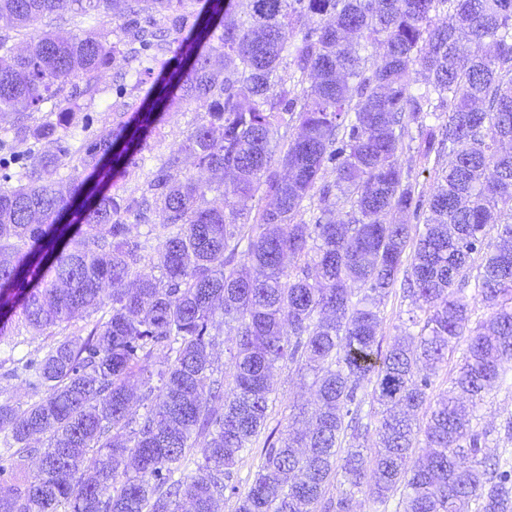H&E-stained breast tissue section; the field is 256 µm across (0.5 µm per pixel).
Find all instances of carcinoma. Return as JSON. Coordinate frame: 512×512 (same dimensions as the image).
<instances>
[{
  "instance_id": "1",
  "label": "carcinoma",
  "mask_w": 512,
  "mask_h": 512,
  "mask_svg": "<svg viewBox=\"0 0 512 512\" xmlns=\"http://www.w3.org/2000/svg\"><path fill=\"white\" fill-rule=\"evenodd\" d=\"M182 2L0 0V21L32 28L20 52L0 38V113L18 115L12 140L55 143L0 176L13 182L0 186V334L17 297L39 331L103 311L86 336L15 364L37 399L0 403V512H180L184 499L219 512L227 496L236 512H354L359 494L380 505L397 495L400 512L473 502L512 512V467L484 453L487 432L474 424L512 368V0H249L246 20L236 0H204L190 24L174 8ZM72 6L112 10L122 47L34 28ZM444 8L449 26L438 22ZM172 34L189 68L159 101L199 104L200 122L139 195L102 190L74 206L86 179L59 177L66 113L35 126L24 113L74 106L118 54L148 72ZM352 34L375 54L358 56ZM284 60L293 72L279 70ZM137 114L135 127L120 112L81 139L88 175L107 179L114 144L137 147L162 120L154 106ZM277 136L285 177L270 170ZM407 136L413 158L448 157L428 196L400 161ZM185 156L221 180L178 178ZM329 164L336 178L324 183ZM211 191L224 206L208 205ZM258 195L271 204L246 223ZM390 212L425 232L413 238L412 225L384 221ZM131 214L169 229L153 254L129 238ZM490 224L500 245L476 266ZM401 274L411 308L384 351L381 307ZM476 298L489 313L473 326ZM223 340L229 381L211 360ZM457 351L450 390L431 396ZM284 360L312 373L313 407L267 444L242 493L232 469L265 426L270 373ZM368 388L380 411L365 423ZM34 436L47 447L31 446ZM32 456L41 466L21 484L19 461Z\"/></svg>"
}]
</instances>
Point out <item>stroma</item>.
Masks as SVG:
<instances>
[{"label":"stroma","mask_w":512,"mask_h":512,"mask_svg":"<svg viewBox=\"0 0 512 512\" xmlns=\"http://www.w3.org/2000/svg\"><path fill=\"white\" fill-rule=\"evenodd\" d=\"M119 21L111 13H99L90 19L75 10L61 12L59 15L44 19L43 28L66 34L91 31L103 40L118 42ZM170 53H158L151 62L150 72L127 76L125 81H117L115 66L102 68L98 73L94 93L79 99L77 107L70 116V126L86 133H94L111 124L115 114L112 106L123 102L128 112H136L144 103L149 102L156 90V80L167 73L171 65ZM201 117L199 109L184 107L165 115L159 129L147 141L138 166L128 169L116 168L112 171L113 193L128 198L139 195L150 170L162 155L167 154L192 130ZM15 327L8 340L0 343V402L23 405L33 400L32 390L24 378L10 376L15 360L41 354L46 345L61 336L58 328L37 332L25 325L21 316H14ZM312 377L298 371L294 364L280 362L273 371L269 414L260 439H257L250 452L243 455L233 470L232 481L240 490H247L260 466L262 449L266 438H277L288 424V419L298 408L309 406L313 400ZM478 423L489 431L487 451L491 456L512 459V438H506L504 425L512 419V378L495 388L479 407Z\"/></svg>","instance_id":"obj_1"}]
</instances>
